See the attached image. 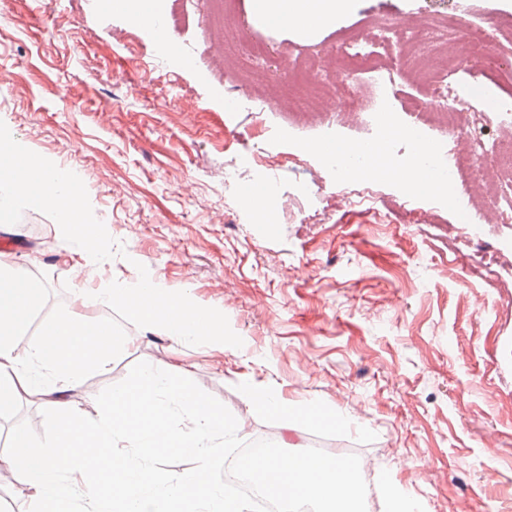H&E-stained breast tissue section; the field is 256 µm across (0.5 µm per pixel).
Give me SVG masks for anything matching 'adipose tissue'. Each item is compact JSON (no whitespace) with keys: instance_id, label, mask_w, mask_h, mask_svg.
<instances>
[{"instance_id":"1","label":"adipose tissue","mask_w":512,"mask_h":512,"mask_svg":"<svg viewBox=\"0 0 512 512\" xmlns=\"http://www.w3.org/2000/svg\"><path fill=\"white\" fill-rule=\"evenodd\" d=\"M351 0H254L257 14L276 25L310 28L346 12ZM387 144L328 142L325 155L355 158L354 177H393L386 165ZM50 208L64 229L80 226L83 239L105 249L94 224L85 217L78 173L42 159L30 161L27 150L0 134V223L19 210ZM43 282L0 259V408L20 401L49 407L48 449L31 452L20 436L12 452L0 454V468L13 472L19 485L17 512H75L77 499L90 494V512H250L247 502L227 497L212 477L224 450L244 429L241 419L210 406L199 385L177 377L173 363L144 365L127 385L114 390L99 420L87 423L79 393L89 370H103L125 344L113 337L107 322H88L82 310H127L139 327L192 348L215 335V319L191 305L186 294H168L152 277L143 276L92 293H76L71 310L59 313L36 347L21 350L19 332L39 305ZM241 398L286 423L317 421L342 427L347 417L318 409L311 400L286 403L272 386L240 382ZM188 430L169 426L173 415ZM185 453L192 467L169 478L156 467L157 456ZM261 495L276 500L281 512H357L363 490L355 466L345 458L298 453L264 458L253 478Z\"/></svg>"}]
</instances>
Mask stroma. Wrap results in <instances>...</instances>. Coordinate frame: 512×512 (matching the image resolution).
<instances>
[{"label":"stroma","mask_w":512,"mask_h":512,"mask_svg":"<svg viewBox=\"0 0 512 512\" xmlns=\"http://www.w3.org/2000/svg\"><path fill=\"white\" fill-rule=\"evenodd\" d=\"M174 10L166 38L183 68L111 0H0V130L80 175L88 217L109 245L100 254L60 233L42 207L0 226L23 243L11 262L45 284L20 345L43 341L75 289L153 275L224 325L223 350L171 358L214 408L245 419L228 457L270 439L287 456L373 461L361 478L365 512H380V472L428 512H512V223L489 208L500 190L494 156H477L449 201L399 179L352 178L310 149L378 136L369 77L343 43L387 23L413 30L448 18L456 0H353L308 32L268 24L251 0H176ZM503 15L512 0H472L467 20L489 29L487 44L472 57L452 46L425 60L475 114L512 95ZM373 60L391 80L399 122H421L432 145L474 154L439 113L404 111L427 83L400 50ZM239 88L251 101L225 111ZM245 155L251 166H241ZM266 179L281 188L269 223L251 204ZM84 316L129 340L83 387L92 423L170 342L119 308ZM244 376L351 423L281 427L243 404ZM46 415L25 401L0 409V452Z\"/></svg>","instance_id":"35a3bbf8"}]
</instances>
